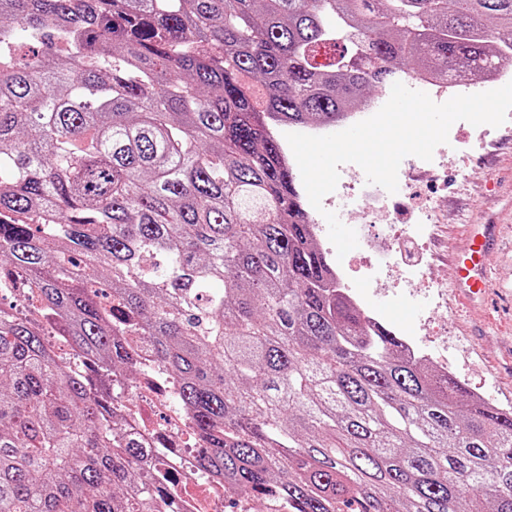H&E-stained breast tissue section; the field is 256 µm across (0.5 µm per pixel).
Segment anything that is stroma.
<instances>
[{
  "label": "stroma",
  "instance_id": "stroma-1",
  "mask_svg": "<svg viewBox=\"0 0 512 512\" xmlns=\"http://www.w3.org/2000/svg\"><path fill=\"white\" fill-rule=\"evenodd\" d=\"M449 140L451 146L437 180L412 172L407 193L397 192L384 200L390 208L406 195L417 204L430 196H440L448 218L435 225L424 254L427 263L433 264L435 276L446 281L453 278L445 258L447 248L464 246L462 225L472 223L479 214L497 210L499 197L493 182L512 179V115L496 128L456 122L449 131ZM462 169L471 173V180L457 179L456 173ZM490 265L501 293L489 311L466 309L452 296L435 310L433 324H423L420 305L425 291L416 283L387 289L376 305L383 313L384 326L400 335L413 332L426 339L434 336L437 328H446L452 376L472 392L480 384H487L494 403L507 407L512 405V252L494 254Z\"/></svg>",
  "mask_w": 512,
  "mask_h": 512
}]
</instances>
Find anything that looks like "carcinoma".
<instances>
[{"label":"carcinoma","instance_id":"carcinoma-1","mask_svg":"<svg viewBox=\"0 0 512 512\" xmlns=\"http://www.w3.org/2000/svg\"><path fill=\"white\" fill-rule=\"evenodd\" d=\"M505 63L512 0H0V288L79 356L0 306V512L178 507L96 385L136 382L141 336L198 469L259 500L512 512V409L363 323L273 134Z\"/></svg>","mask_w":512,"mask_h":512}]
</instances>
